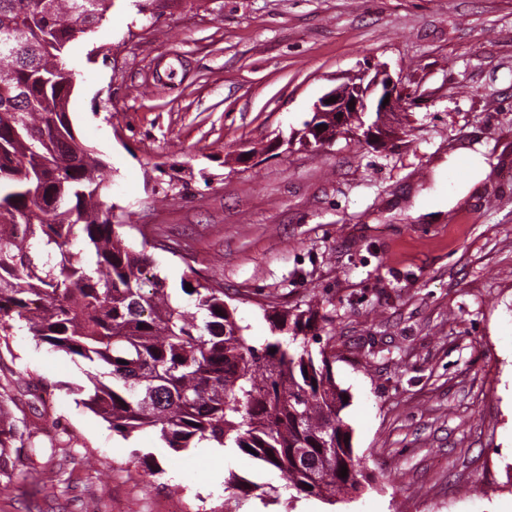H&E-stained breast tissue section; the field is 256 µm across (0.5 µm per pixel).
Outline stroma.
I'll list each match as a JSON object with an SVG mask.
<instances>
[{"label":"stroma","instance_id":"35a3bbf8","mask_svg":"<svg viewBox=\"0 0 512 512\" xmlns=\"http://www.w3.org/2000/svg\"><path fill=\"white\" fill-rule=\"evenodd\" d=\"M70 61L74 132L169 288L222 283L257 344L268 305L314 307L332 337L370 485L294 512H512V0H114ZM377 64L417 99L402 135L287 146ZM468 142L491 171L460 200L472 160L433 169ZM421 197L449 208L413 218ZM90 370L22 331L0 346V390L44 448L15 460L0 512H285L226 497L197 449L113 433L75 402Z\"/></svg>","mask_w":512,"mask_h":512}]
</instances>
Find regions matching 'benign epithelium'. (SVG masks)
<instances>
[{"label": "benign epithelium", "instance_id": "obj_1", "mask_svg": "<svg viewBox=\"0 0 512 512\" xmlns=\"http://www.w3.org/2000/svg\"><path fill=\"white\" fill-rule=\"evenodd\" d=\"M336 97V102L328 103L326 99ZM388 104H383L384 99ZM410 105L401 83L394 80L383 65L374 71L364 70L350 82L334 87L326 92L314 105L313 111L326 121H336V135L359 136L360 130L351 126V117L363 118L367 114L378 112L380 119H374L366 129L367 136L381 131L383 118L391 112H403Z\"/></svg>", "mask_w": 512, "mask_h": 512}]
</instances>
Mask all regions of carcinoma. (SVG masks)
<instances>
[{
	"label": "carcinoma",
	"instance_id": "cac0c4a2",
	"mask_svg": "<svg viewBox=\"0 0 512 512\" xmlns=\"http://www.w3.org/2000/svg\"><path fill=\"white\" fill-rule=\"evenodd\" d=\"M112 6L0 0V340L24 330L100 368L74 394L125 439L152 429L175 453L249 446L284 480L269 501L282 491L290 504L347 501L361 490L363 465L313 310H264L271 336L253 344L220 283L195 280L194 310L180 305L151 272L145 231L140 249L127 244L102 201L105 164L69 119V50ZM314 126L336 138V125L314 115L288 144L317 138ZM41 451L0 394V480H11L12 457ZM224 488L247 497L262 485L230 471Z\"/></svg>",
	"mask_w": 512,
	"mask_h": 512
}]
</instances>
